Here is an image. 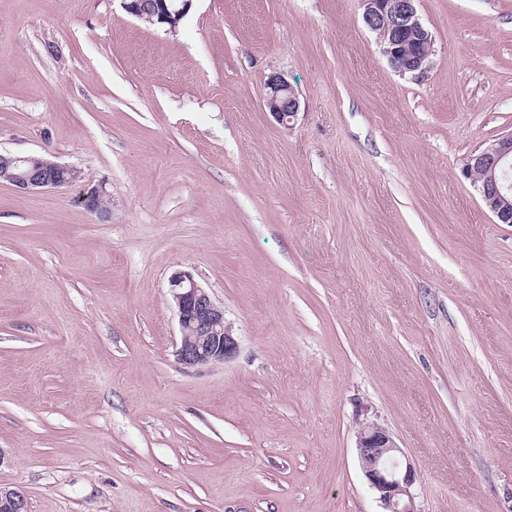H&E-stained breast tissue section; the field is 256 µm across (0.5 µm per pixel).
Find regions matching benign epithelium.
I'll return each mask as SVG.
<instances>
[{"label":"benign epithelium","instance_id":"1","mask_svg":"<svg viewBox=\"0 0 512 512\" xmlns=\"http://www.w3.org/2000/svg\"><path fill=\"white\" fill-rule=\"evenodd\" d=\"M193 0H175L165 7L161 21L178 27L192 7ZM417 0H361L363 21L379 34L382 52L400 74L419 78L429 69L434 52L431 32L422 24ZM263 105L281 124L288 125L297 115L300 102L284 78L272 76L265 83ZM0 169L8 182L29 193L60 189L81 178L77 169L54 156L18 155L0 152ZM512 132L505 134L465 164L466 176H475L482 200L502 224H512ZM80 203L101 220L112 218V196L101 182L80 198ZM180 333L176 351L186 368L224 363L236 356L239 342L233 327L224 319V306L186 270L174 271L168 280ZM360 468L384 512H418L412 489L417 472L397 445L392 434L380 424L363 421L357 431ZM0 512H28L20 490L0 486Z\"/></svg>","mask_w":512,"mask_h":512}]
</instances>
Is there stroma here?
I'll return each instance as SVG.
<instances>
[{
    "instance_id": "stroma-1",
    "label": "stroma",
    "mask_w": 512,
    "mask_h": 512,
    "mask_svg": "<svg viewBox=\"0 0 512 512\" xmlns=\"http://www.w3.org/2000/svg\"><path fill=\"white\" fill-rule=\"evenodd\" d=\"M399 75L360 0H0V485L30 512H382L362 420L418 512H512V224L463 168L512 132V0H418ZM300 101L263 106L271 75ZM105 181L112 218L79 202ZM193 273L239 341L187 369ZM174 1L175 3L171 0L156 1L158 4H161V2H164L167 5L173 3L170 6L165 5L164 14L160 17L161 21L168 24L170 29H175L180 25L181 21L190 11L193 2V0ZM263 105L281 124L288 126L297 115L300 102L292 87L281 76H271L265 84ZM0 169L6 171L8 182L13 187L29 193L60 189L81 178L80 171L60 163L52 155H18L0 151ZM356 448L360 468L382 505V512H418L412 492L417 472L392 434L376 422L362 421Z\"/></svg>"
}]
</instances>
